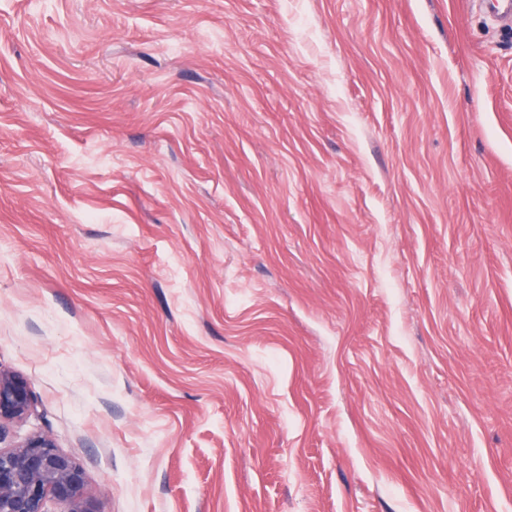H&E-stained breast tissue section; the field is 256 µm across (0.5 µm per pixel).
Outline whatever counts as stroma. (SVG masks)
<instances>
[{
	"instance_id": "obj_1",
	"label": "stroma",
	"mask_w": 512,
	"mask_h": 512,
	"mask_svg": "<svg viewBox=\"0 0 512 512\" xmlns=\"http://www.w3.org/2000/svg\"><path fill=\"white\" fill-rule=\"evenodd\" d=\"M0 367L101 512H512V30L0 0Z\"/></svg>"
}]
</instances>
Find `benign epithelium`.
Here are the masks:
<instances>
[{"label": "benign epithelium", "mask_w": 512, "mask_h": 512, "mask_svg": "<svg viewBox=\"0 0 512 512\" xmlns=\"http://www.w3.org/2000/svg\"><path fill=\"white\" fill-rule=\"evenodd\" d=\"M35 408L27 380L0 367V441L4 424L30 417ZM53 505L58 512H99L75 458L41 433L0 446V512H53Z\"/></svg>", "instance_id": "7a95c632"}]
</instances>
